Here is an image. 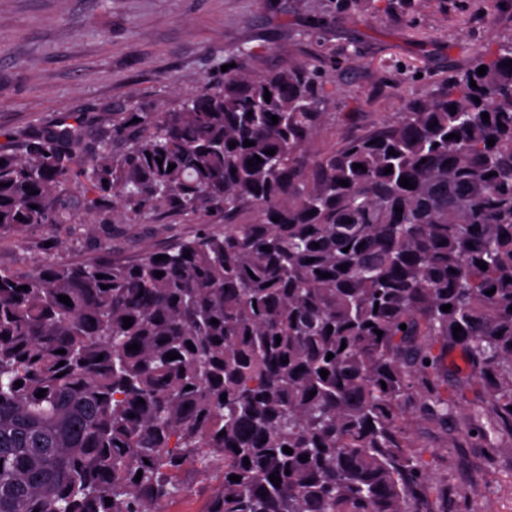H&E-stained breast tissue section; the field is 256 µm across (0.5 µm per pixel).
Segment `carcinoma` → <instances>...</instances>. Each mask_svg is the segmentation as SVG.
I'll return each instance as SVG.
<instances>
[{
  "label": "carcinoma",
  "mask_w": 512,
  "mask_h": 512,
  "mask_svg": "<svg viewBox=\"0 0 512 512\" xmlns=\"http://www.w3.org/2000/svg\"><path fill=\"white\" fill-rule=\"evenodd\" d=\"M510 61L512 40L485 48L444 97L317 158L336 113L313 59L228 67L176 110L125 112L78 171L82 120L6 136L3 232L219 211L224 233L132 262L0 270V512H163L196 463L222 471L206 512H433L407 421L456 409L443 352L468 354L481 411L512 423Z\"/></svg>",
  "instance_id": "cac0c4a2"
}]
</instances>
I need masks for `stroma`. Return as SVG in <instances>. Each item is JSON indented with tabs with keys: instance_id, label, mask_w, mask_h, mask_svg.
<instances>
[{
	"instance_id": "1",
	"label": "stroma",
	"mask_w": 512,
	"mask_h": 512,
	"mask_svg": "<svg viewBox=\"0 0 512 512\" xmlns=\"http://www.w3.org/2000/svg\"><path fill=\"white\" fill-rule=\"evenodd\" d=\"M486 17L476 0H425L419 10L387 0H0V131L34 130L78 114L169 112L204 85L224 80L238 48L242 72L266 74L316 57L325 107L342 122L310 145L329 150L345 134L392 120L419 99L443 97L449 79L472 67L483 46L512 38V0ZM224 230L223 217L176 212L153 224H38L0 234V269L30 275L49 261L103 255L134 261L176 242ZM444 383L460 415L442 425L412 411L408 432L432 474L435 512H512V437L490 417L480 433L466 413L483 402L481 383L458 384L461 351L445 353ZM217 474L189 466L186 489L166 512H204Z\"/></svg>"
}]
</instances>
